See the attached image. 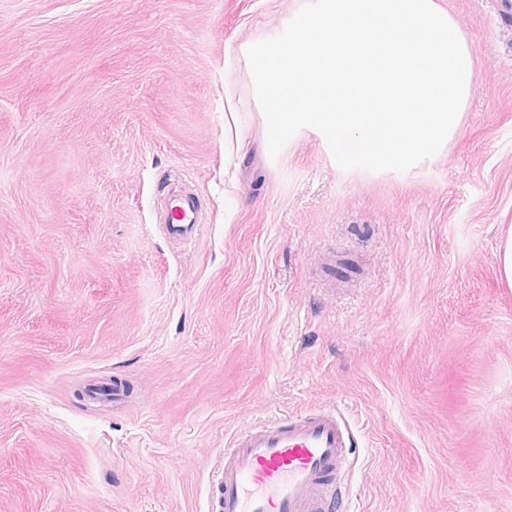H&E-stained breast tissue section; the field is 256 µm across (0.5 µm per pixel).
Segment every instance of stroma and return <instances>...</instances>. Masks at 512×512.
Masks as SVG:
<instances>
[{"mask_svg":"<svg viewBox=\"0 0 512 512\" xmlns=\"http://www.w3.org/2000/svg\"><path fill=\"white\" fill-rule=\"evenodd\" d=\"M306 2L0 0V512H208L234 433L314 407L349 512H512V20L442 0L463 122L376 175L304 130L269 156L237 49ZM162 228L173 240L187 243L193 240L200 224L195 201L181 189L171 188L160 200ZM497 266L499 280L504 286L512 289V226L498 245Z\"/></svg>","mask_w":512,"mask_h":512,"instance_id":"35a3bbf8","label":"stroma"}]
</instances>
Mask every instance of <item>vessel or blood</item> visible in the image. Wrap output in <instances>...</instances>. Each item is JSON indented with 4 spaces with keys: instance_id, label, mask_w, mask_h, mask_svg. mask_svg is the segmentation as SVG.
<instances>
[{
    "instance_id": "vessel-or-blood-1",
    "label": "vessel or blood",
    "mask_w": 512,
    "mask_h": 512,
    "mask_svg": "<svg viewBox=\"0 0 512 512\" xmlns=\"http://www.w3.org/2000/svg\"><path fill=\"white\" fill-rule=\"evenodd\" d=\"M162 228L173 240H193L200 222L194 200L173 188L160 200ZM355 445L333 410L290 416L235 435L224 451L209 512H334L340 471Z\"/></svg>"
}]
</instances>
